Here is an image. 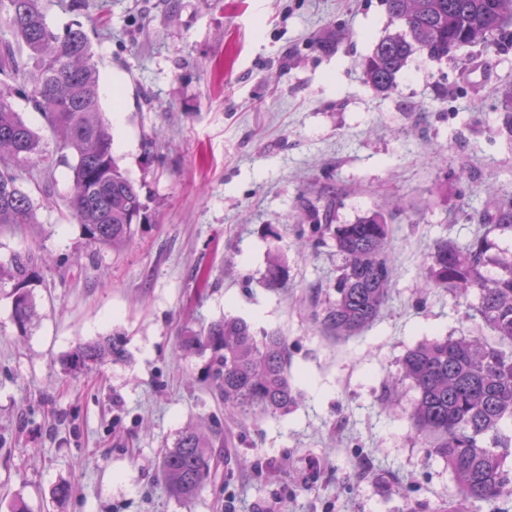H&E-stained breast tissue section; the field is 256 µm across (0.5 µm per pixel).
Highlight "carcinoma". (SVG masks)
<instances>
[{"mask_svg":"<svg viewBox=\"0 0 512 512\" xmlns=\"http://www.w3.org/2000/svg\"><path fill=\"white\" fill-rule=\"evenodd\" d=\"M388 14L403 28L384 36L362 62L365 83L389 92L411 55L420 52L441 61L480 45L497 49L512 25V0H384ZM10 37L0 38V74L17 87L0 89V231L35 223L34 206L19 182L17 167L46 161L40 136L11 101L22 96L59 135L63 160L73 159L72 217L89 244L130 246L145 204L140 189L125 175L112 153V135L100 117L96 65L84 31H52L41 0H0ZM503 125L512 136V87L500 93ZM487 232L464 246L436 244L423 288H446L457 300L474 295L476 310L498 336L512 346V259L491 261L488 234L512 233V199L477 214ZM388 224L373 213L333 232L342 265L334 285L336 300L322 312L321 325L351 336L372 324L389 298L391 267ZM36 257L14 254L0 263V283L13 282L12 318L21 333L35 316L28 286ZM281 255H268L266 281L280 285ZM190 350L209 353L207 379L239 417L257 412L284 413L297 402L288 374V343L275 333L257 336L240 318H224L184 339ZM126 355L116 338L80 343L64 365L79 374ZM403 377L418 392L412 423L430 437L428 452L443 461L466 500L495 503L512 496V351L477 339L436 338L407 352ZM224 454V441L195 428L182 431L164 450L161 471L177 498L196 496Z\"/></svg>","mask_w":512,"mask_h":512,"instance_id":"cac0c4a2","label":"carcinoma"}]
</instances>
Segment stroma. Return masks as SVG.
I'll return each mask as SVG.
<instances>
[{
  "label": "stroma",
  "mask_w": 512,
  "mask_h": 512,
  "mask_svg": "<svg viewBox=\"0 0 512 512\" xmlns=\"http://www.w3.org/2000/svg\"><path fill=\"white\" fill-rule=\"evenodd\" d=\"M68 3L43 0L47 23L87 34L113 154L145 210L134 247L92 246L68 210L70 168L18 169L36 221L0 232V261L37 257V316L20 332L0 285V512L18 499L30 512H512V497L463 500L399 377L434 338L498 341L471 301L416 283L436 241L465 244L482 229L471 212L512 197L499 99L512 49L413 55L382 95L361 67L401 27L382 0ZM312 205L334 225L377 212L389 227V299L349 337L318 319L341 259L299 223ZM274 250L285 277L271 289ZM227 316L286 337L295 408L225 416L183 340ZM105 336L124 361L65 371L77 343ZM189 427L221 430L228 458L185 502L160 464Z\"/></svg>",
  "instance_id": "obj_1"
}]
</instances>
